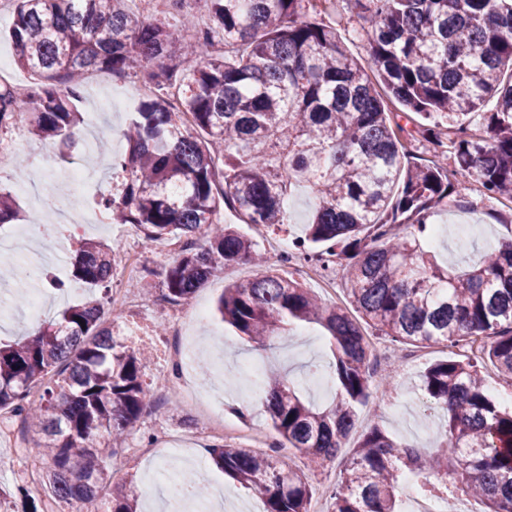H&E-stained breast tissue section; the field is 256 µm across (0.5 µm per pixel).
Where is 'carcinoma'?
<instances>
[{
  "label": "carcinoma",
  "mask_w": 512,
  "mask_h": 512,
  "mask_svg": "<svg viewBox=\"0 0 512 512\" xmlns=\"http://www.w3.org/2000/svg\"><path fill=\"white\" fill-rule=\"evenodd\" d=\"M10 37L17 63L37 76L24 99L0 87V130L23 116L44 139L75 151L73 108L82 77L110 70L160 89L142 101L125 132L127 151L112 162L122 191L102 201L115 224H131L147 242L176 237L162 297L187 302L225 266L250 262L260 274L224 289L216 312L247 340L264 344L292 321L317 323L334 345L336 396L329 409L304 403L275 372L264 376L272 427L303 457L324 464L373 394L370 342L343 309L328 306L297 279L271 269L255 244L218 219L232 209L241 224L282 226L284 200L303 184L314 204L307 240L295 260L326 273L348 269L355 310L374 335L411 346L442 344L448 358L428 367L422 387L446 425L439 447L421 455L374 428L355 448L329 494L331 512H399L397 491L409 476L432 497L455 489L512 512V410L488 393L479 365L490 360L512 379V238L479 265L448 274L427 258L435 208L478 181L484 196L512 199V0H343L371 24L378 79L420 115L417 134L454 164L412 163L382 100L336 28L312 18L311 0H202L208 24L174 9L140 19L127 0H13ZM224 52L201 54L210 37ZM481 129L469 113L485 101ZM188 115L195 132L188 131ZM221 156L218 169L215 156ZM0 192V223L14 219ZM405 227L407 233L396 232ZM112 252L84 242L71 281L103 288L66 309L39 334L0 346V413L18 422L21 440L40 430L52 501L68 512H136L124 486L106 488L117 439L152 402L138 351L104 325L112 304ZM481 354L461 355L465 340ZM225 475L259 493L265 512H310L313 489L274 455L230 444L208 448Z\"/></svg>",
  "instance_id": "cac0c4a2"
}]
</instances>
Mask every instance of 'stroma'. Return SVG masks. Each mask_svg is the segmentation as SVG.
<instances>
[{
    "mask_svg": "<svg viewBox=\"0 0 512 512\" xmlns=\"http://www.w3.org/2000/svg\"><path fill=\"white\" fill-rule=\"evenodd\" d=\"M319 19L333 25L349 53L358 59L366 72H373L372 33L368 24L344 9L339 2L321 11ZM132 85V79L118 78L109 71L101 70L85 80L83 89L86 96L74 104L75 110L84 114L93 108L95 101L106 96L117 100L112 109L101 113L98 132L84 131L78 141V150L83 154L87 167L101 172L97 190L101 198L111 195L117 183V175L111 165L112 153L127 147L124 131L130 114L118 100ZM16 155L25 162L22 169L0 168V189L9 191L19 207L16 220L0 226V252L24 265L28 262L27 254L12 249L11 244L21 238L33 216H56L63 200L61 196L52 195L51 190L61 186L68 169L56 143L29 132L25 133ZM288 207L290 224L279 228L239 224L241 232L257 242L265 252L278 240L293 243L303 239L312 208L311 192L302 186L296 188L288 200ZM433 220L436 234L431 240L432 254L439 263L461 271L477 263L487 249L512 234V199L502 197L489 201L468 190L448 206L436 210ZM53 234V240L38 243L35 250L42 254L45 264L64 274L69 272L71 256L79 244L90 239H102L113 245L115 259L132 256L134 272L126 279L125 285L135 290L141 305L113 322L112 327L121 337L127 338L132 348H150L151 360L144 379L151 387L165 382L171 385L166 393L165 407L143 415L125 440L122 451L113 458V482L134 491L139 484L152 480L162 492L176 476L184 472L193 474L201 468L205 471V488L224 486V512H263L264 504L260 497L224 475L213 464L209 454H202L195 465L187 467L175 457L174 449L168 443L172 436L192 437L193 433L204 429L207 418L203 408L188 401L179 388L172 386L173 375L167 363V320L161 309V284L166 269L179 253V242L165 239L148 246L134 227L123 230L109 222L58 225ZM255 273V267L247 263L226 266L223 276L209 279L192 296V303L206 308L208 323L203 333L220 343L226 371L218 373L215 360L201 355L191 365L188 378L210 391L229 425L258 429L268 434L272 442L278 443L280 437L274 433L263 405V391H256L250 397L242 393L249 375L248 364L258 361L264 368L279 371L307 401L325 407L332 403L336 390L330 385L316 386L311 378L320 372L329 373L333 357L326 331L314 323H291L284 336L273 345L260 346L240 338L234 328L220 320L215 304L223 287L248 280ZM16 294L13 280L1 277L0 308L6 309L8 315L0 322V340L6 342L25 336L32 323L29 308L17 304ZM409 352L411 361L395 362L393 378L386 390L372 395L365 405L360 406L356 426L334 461L322 468L309 470L298 452L279 447L278 458L300 471L313 488L311 505L319 512H331L329 493L348 464L354 446L371 428H380L390 437L423 453L437 448L444 418L440 410L429 406L420 387V376L427 367L447 358L448 350L441 345H428L410 347ZM37 443L34 436L22 444L12 437H0V512H13V493L20 485L36 500H47L48 490L42 479L44 465L36 460Z\"/></svg>",
    "mask_w": 512,
    "mask_h": 512,
    "instance_id": "35a3bbf8",
    "label": "stroma"
}]
</instances>
